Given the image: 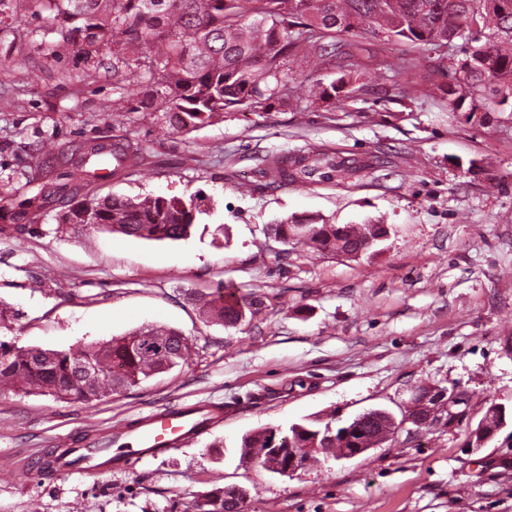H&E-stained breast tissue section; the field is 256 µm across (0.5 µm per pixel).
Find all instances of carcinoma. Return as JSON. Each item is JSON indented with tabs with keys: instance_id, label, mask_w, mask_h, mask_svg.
<instances>
[{
	"instance_id": "obj_1",
	"label": "carcinoma",
	"mask_w": 512,
	"mask_h": 512,
	"mask_svg": "<svg viewBox=\"0 0 512 512\" xmlns=\"http://www.w3.org/2000/svg\"><path fill=\"white\" fill-rule=\"evenodd\" d=\"M13 0H0V31L14 28ZM32 17L60 33L48 48L72 47L90 61L112 53V70L129 72L146 86L132 112H160L168 128L190 133L228 108L255 110L268 101L295 95L285 62L294 57L355 67L361 33L385 36L402 45L443 57L442 48L465 54L464 64L440 90L448 107L505 111L512 99V7L504 0H33ZM462 40L457 44L456 40ZM139 144L130 139L92 141L68 160V176L82 183L116 175L137 163ZM371 167L322 151L275 155L262 171L268 184L312 183L349 178ZM48 200L41 191L25 200L21 218L30 220ZM203 198L157 196L143 200L106 197L81 201L59 215L61 224H85L100 231L143 240L190 236ZM288 244L304 241L321 252L365 253L388 234L384 224H326L316 217L287 219L273 228ZM262 302L239 294L231 283L209 293L204 307L212 319L237 327L253 318ZM189 356V344L170 327H141L119 338L69 350H41L0 339V388L36 390L58 400L90 404L170 371ZM440 387L416 392L402 420L435 425L431 415ZM446 420H459L463 392L451 390ZM512 421V413L491 402L469 432L468 447L482 448L491 429ZM294 423L242 436L240 458L276 473L288 466L289 450L305 461L317 453L337 455L355 448H377L401 423L386 410L364 412L330 428ZM193 512H246L240 489L214 488L197 497Z\"/></svg>"
}]
</instances>
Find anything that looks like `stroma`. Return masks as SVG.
I'll list each match as a JSON object with an SVG mask.
<instances>
[{"label": "stroma", "instance_id": "1", "mask_svg": "<svg viewBox=\"0 0 512 512\" xmlns=\"http://www.w3.org/2000/svg\"><path fill=\"white\" fill-rule=\"evenodd\" d=\"M32 10L31 0L14 8L25 43L0 35V203L20 210L43 185L51 197L36 222L0 219V303L20 312L0 338L66 350L157 324L188 338L192 358L91 405L0 391V512H189L215 487L244 489L247 512H512V423L481 451L467 446L488 401L512 408V112L451 111L428 61L395 70L400 46L366 35L340 97L310 93L337 69L293 62L299 100L230 108L173 134L133 112L143 88L113 77L111 54L92 66L47 58L59 35ZM125 137L142 147L138 164L81 190L64 168L45 178L25 166L48 139L61 151ZM312 149L381 165L266 187L264 157ZM199 192L209 212L185 240L58 221L73 200ZM307 216L391 232L350 257L287 247L268 230ZM221 282L261 299V312L235 328L209 319L196 299ZM435 385L468 393L461 422L407 423L366 455L290 477L239 459L245 433L371 409L399 418L416 390ZM205 404L223 419L129 470L62 478L45 467L52 451Z\"/></svg>", "mask_w": 512, "mask_h": 512}]
</instances>
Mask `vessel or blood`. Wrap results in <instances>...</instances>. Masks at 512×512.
I'll return each instance as SVG.
<instances>
[{
  "label": "vessel or blood",
  "mask_w": 512,
  "mask_h": 512,
  "mask_svg": "<svg viewBox=\"0 0 512 512\" xmlns=\"http://www.w3.org/2000/svg\"><path fill=\"white\" fill-rule=\"evenodd\" d=\"M220 416L219 410L210 407L159 411L143 421L133 440L103 453L89 449L79 455L59 456L52 459L51 467L60 476L125 470L138 460L158 456L187 442Z\"/></svg>",
  "instance_id": "vessel-or-blood-1"
}]
</instances>
